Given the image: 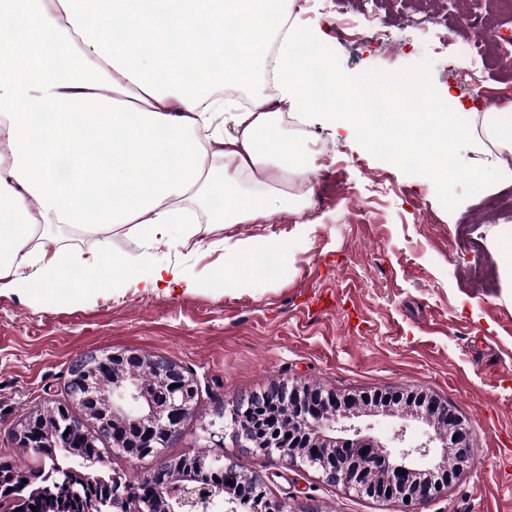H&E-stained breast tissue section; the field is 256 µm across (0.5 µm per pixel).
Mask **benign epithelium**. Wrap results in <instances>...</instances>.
<instances>
[{"mask_svg": "<svg viewBox=\"0 0 512 512\" xmlns=\"http://www.w3.org/2000/svg\"><path fill=\"white\" fill-rule=\"evenodd\" d=\"M80 374L71 381L78 384L86 398L106 410L105 416L139 429V446L156 454V465L140 482L122 484L114 497L123 502L141 496L140 489L158 490L171 483L177 492L170 495L164 512H201L208 504L211 512H220L221 502L214 490L168 467L162 447H170L181 432L185 417L193 410L198 384L183 367L163 358L133 351L105 352L78 361ZM150 368L155 373L160 391L144 392L140 373L130 367ZM263 395L281 405L290 421L288 440L252 441L249 430L237 415L248 399H235L231 404L232 437L240 448L263 456L294 461L299 449L314 453V461L326 478L349 489L360 490L368 497L389 500L396 512H420L427 500L448 492L458 475L473 459L469 430L448 404L422 392L376 394L374 400L364 395L339 397L285 381H273ZM373 402L392 412L413 409L434 435L416 447H390L365 433V428L351 422L358 400ZM437 440L441 458L425 466L416 457L429 453V443ZM405 474H400V471Z\"/></svg>", "mask_w": 512, "mask_h": 512, "instance_id": "7a95c632", "label": "benign epithelium"}]
</instances>
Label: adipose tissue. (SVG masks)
I'll use <instances>...</instances> for the list:
<instances>
[{
	"mask_svg": "<svg viewBox=\"0 0 512 512\" xmlns=\"http://www.w3.org/2000/svg\"><path fill=\"white\" fill-rule=\"evenodd\" d=\"M296 0H0V290L49 293L67 269L85 272L84 288L132 278L144 290L194 287L177 264L149 251L114 256L49 245L39 230L66 226L86 235L132 226L155 240L177 234L196 249H222L216 276L252 267L278 243L213 240L214 226L243 224L275 211L300 213L305 198L279 189L286 170L307 184L316 166L285 135L280 105L300 122L310 114L351 123L367 144L392 141L396 157L416 155L431 181L447 184L448 129L469 126L475 110L444 96L415 121L408 98L432 99L424 73L394 75L399 93L386 123L368 126L346 105L381 75L349 82L318 36L301 37ZM280 26H273V17ZM270 72L276 99L250 105L224 96ZM322 73L339 101L315 102ZM232 121L234 134L224 132ZM474 145L493 148L497 171L512 176V101L484 115Z\"/></svg>",
	"mask_w": 512,
	"mask_h": 512,
	"instance_id": "1",
	"label": "adipose tissue"
}]
</instances>
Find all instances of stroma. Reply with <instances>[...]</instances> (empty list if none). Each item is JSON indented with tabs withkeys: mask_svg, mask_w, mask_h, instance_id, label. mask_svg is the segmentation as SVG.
<instances>
[{
	"mask_svg": "<svg viewBox=\"0 0 512 512\" xmlns=\"http://www.w3.org/2000/svg\"><path fill=\"white\" fill-rule=\"evenodd\" d=\"M448 17L447 33L470 35L464 17H486L512 37V12L497 0H429ZM415 0H381L390 46L355 49L329 22L336 0H306L299 32L318 31L341 75L424 73L432 89L449 90L465 105L471 94L456 79L451 56L413 48L399 26ZM331 153H323V144ZM300 144L314 158L310 206L268 220L218 229L214 239L272 238L284 246L277 275L262 262L238 275L232 289L213 280L222 251H195L177 239L148 245L156 262L181 263L192 289L143 291L132 280L117 288L51 299L25 288L0 293V451L24 454L10 427L27 411L65 401L71 363L88 353L137 350L170 359L193 373L199 400L185 421L176 453L198 450L201 425L233 397L246 398L271 381L298 382L340 395L423 391L448 402L468 424L474 460L446 496L420 512H512V283L498 256L512 238V212L495 205L512 197V179L473 196L466 173L482 157L469 137L451 146L455 176L447 185L421 184L399 162L347 128L314 115ZM82 250L136 253L142 240L126 228L77 236ZM223 455L244 458L295 512H394L392 503L326 483L318 473L278 459L243 456L232 440Z\"/></svg>",
	"mask_w": 512,
	"mask_h": 512,
	"instance_id": "35a3bbf8",
	"label": "stroma"
}]
</instances>
